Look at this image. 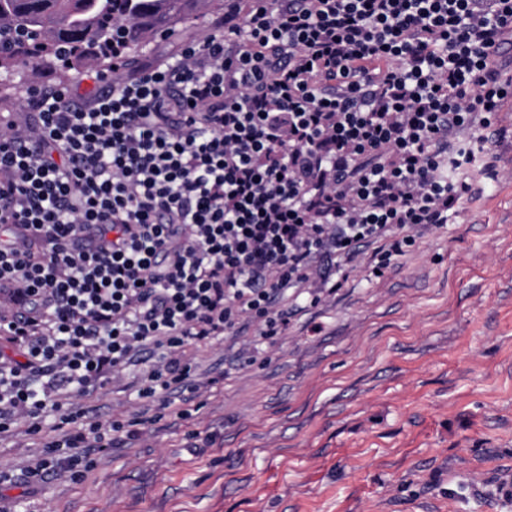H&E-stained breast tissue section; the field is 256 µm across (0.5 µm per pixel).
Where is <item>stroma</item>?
I'll list each match as a JSON object with an SVG mask.
<instances>
[{
  "instance_id": "1",
  "label": "stroma",
  "mask_w": 512,
  "mask_h": 512,
  "mask_svg": "<svg viewBox=\"0 0 512 512\" xmlns=\"http://www.w3.org/2000/svg\"><path fill=\"white\" fill-rule=\"evenodd\" d=\"M223 7L146 35L124 67L174 58L221 27ZM102 65L21 66L0 94V134L31 85L98 89ZM499 124L498 180L480 184L457 223L426 234L377 280L350 271L323 306L284 335L252 333L189 350L199 406L181 391L154 420L137 369L73 398L101 420H142L140 437L89 450L79 481L0 486L5 512H512L496 487L512 477V106ZM40 450L17 425L0 437V468Z\"/></svg>"
}]
</instances>
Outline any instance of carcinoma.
Listing matches in <instances>:
<instances>
[{
    "label": "carcinoma",
    "instance_id": "1",
    "mask_svg": "<svg viewBox=\"0 0 512 512\" xmlns=\"http://www.w3.org/2000/svg\"><path fill=\"white\" fill-rule=\"evenodd\" d=\"M199 0H0V76L34 59L66 69L83 66L87 52L112 47L117 22L134 25V39L165 29L193 12Z\"/></svg>",
    "mask_w": 512,
    "mask_h": 512
}]
</instances>
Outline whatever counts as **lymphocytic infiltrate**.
<instances>
[{
  "instance_id": "1",
  "label": "lymphocytic infiltrate",
  "mask_w": 512,
  "mask_h": 512,
  "mask_svg": "<svg viewBox=\"0 0 512 512\" xmlns=\"http://www.w3.org/2000/svg\"><path fill=\"white\" fill-rule=\"evenodd\" d=\"M512 0H229L224 27L86 102L30 91L0 135V435H55L25 470L83 479L132 441L65 400L142 368L186 390V348L281 334L460 216L512 98L493 49Z\"/></svg>"
}]
</instances>
